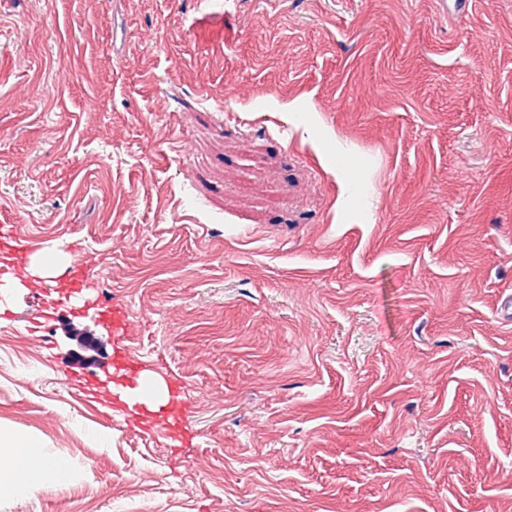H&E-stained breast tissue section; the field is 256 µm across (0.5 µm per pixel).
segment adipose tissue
Masks as SVG:
<instances>
[{
    "instance_id": "obj_1",
    "label": "adipose tissue",
    "mask_w": 512,
    "mask_h": 512,
    "mask_svg": "<svg viewBox=\"0 0 512 512\" xmlns=\"http://www.w3.org/2000/svg\"><path fill=\"white\" fill-rule=\"evenodd\" d=\"M70 469L50 459L33 435L0 429V498H25L66 482Z\"/></svg>"
}]
</instances>
